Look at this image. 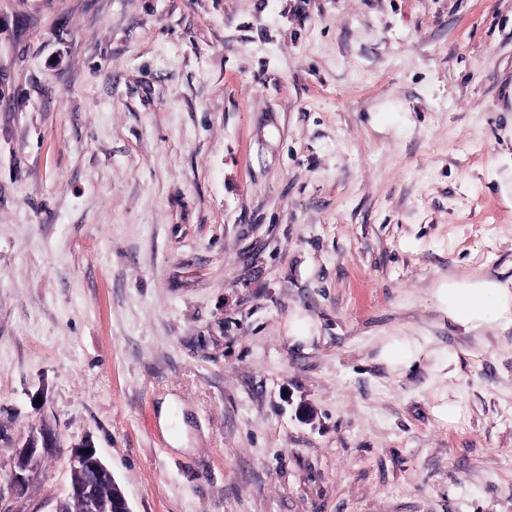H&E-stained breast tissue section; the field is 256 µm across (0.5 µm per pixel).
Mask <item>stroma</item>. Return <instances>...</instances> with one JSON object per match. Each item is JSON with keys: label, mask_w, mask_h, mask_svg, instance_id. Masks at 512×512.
Returning a JSON list of instances; mask_svg holds the SVG:
<instances>
[{"label": "stroma", "mask_w": 512, "mask_h": 512, "mask_svg": "<svg viewBox=\"0 0 512 512\" xmlns=\"http://www.w3.org/2000/svg\"><path fill=\"white\" fill-rule=\"evenodd\" d=\"M468 277L512 289V0H0V467L57 441L0 512L87 441L135 512H512ZM437 299L448 319L465 332L483 326L491 305L499 315L512 311V292L488 279L448 282L446 288H438ZM424 356H429L425 346L414 338L395 340L385 345L381 352V359L393 371L409 368L419 363Z\"/></svg>", "instance_id": "1"}]
</instances>
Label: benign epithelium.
<instances>
[{
  "instance_id": "7a95c632",
  "label": "benign epithelium",
  "mask_w": 512,
  "mask_h": 512,
  "mask_svg": "<svg viewBox=\"0 0 512 512\" xmlns=\"http://www.w3.org/2000/svg\"><path fill=\"white\" fill-rule=\"evenodd\" d=\"M54 447V439L48 432L44 430L31 432L18 450V453L27 459V465L19 469L14 468L7 477L0 478V498L5 492H12L22 486L26 473L36 469L43 455L49 453ZM68 467L72 476L84 472L111 487L109 499L101 506L91 498L88 486L70 482L67 496L84 499V512H134L128 498L116 482L112 470L101 460L94 445L85 443L73 448L68 458Z\"/></svg>"
}]
</instances>
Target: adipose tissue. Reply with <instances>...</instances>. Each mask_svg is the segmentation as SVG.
<instances>
[{
  "label": "adipose tissue",
  "instance_id": "ef3b65f1",
  "mask_svg": "<svg viewBox=\"0 0 512 512\" xmlns=\"http://www.w3.org/2000/svg\"><path fill=\"white\" fill-rule=\"evenodd\" d=\"M437 299L449 320L466 332L481 328L490 310L512 311V291L488 279L448 283L438 290Z\"/></svg>",
  "mask_w": 512,
  "mask_h": 512
}]
</instances>
